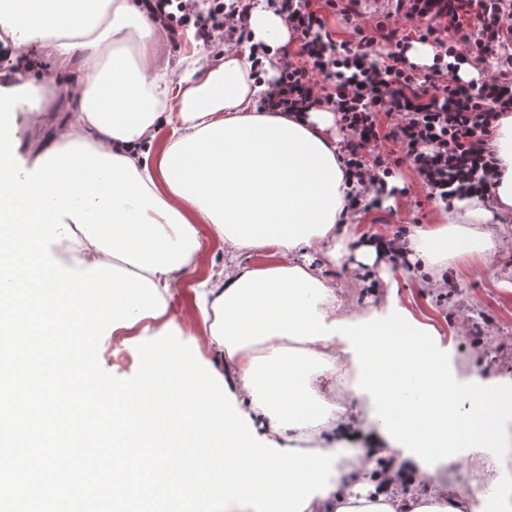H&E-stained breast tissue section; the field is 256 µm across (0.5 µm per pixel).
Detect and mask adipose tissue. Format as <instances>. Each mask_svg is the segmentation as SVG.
<instances>
[{"mask_svg": "<svg viewBox=\"0 0 512 512\" xmlns=\"http://www.w3.org/2000/svg\"><path fill=\"white\" fill-rule=\"evenodd\" d=\"M249 28L272 52L289 41L271 9H253ZM162 35L139 0H8L0 53L10 64L0 87L25 85L27 49L38 44L52 61L41 86L80 89L77 112L25 157L26 169L73 142L127 159L197 239L223 244L224 266L195 290V333L258 436L278 445L317 440L331 451L345 438L371 445L305 512H463L465 498L437 482V467L460 457L504 467L512 381L460 376L439 332L396 296L351 316L328 271L349 257L374 268L384 247L363 238L344 210L335 114L257 111L264 81L234 49L216 61L195 47L157 69ZM490 148L501 169L494 200L453 199L438 223L405 236L427 280L451 263L470 268L490 250L496 225L512 223V114ZM260 253L271 263L251 264ZM321 376L359 400L358 417L315 393ZM383 454L391 480L368 493L369 458ZM428 480V492L397 491Z\"/></svg>", "mask_w": 512, "mask_h": 512, "instance_id": "1", "label": "adipose tissue"}]
</instances>
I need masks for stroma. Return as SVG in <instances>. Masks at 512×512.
<instances>
[{
	"mask_svg": "<svg viewBox=\"0 0 512 512\" xmlns=\"http://www.w3.org/2000/svg\"><path fill=\"white\" fill-rule=\"evenodd\" d=\"M398 184H407L411 193L393 199L382 209H374L357 221L365 236L393 235L409 225L433 224L439 207L427 199L416 172L408 165L397 168ZM457 288L447 302L437 303L436 293L422 287L417 273L395 268L400 304L416 318L435 326L445 341L451 343L460 371L478 366L504 378H512V226L499 225L495 243L479 268L458 272L449 267ZM330 274L349 301V310L360 314L384 304L386 288H370L359 281L351 261L331 269ZM102 368L118 378L133 376L139 366L134 343L120 336H103L99 347Z\"/></svg>",
	"mask_w": 512,
	"mask_h": 512,
	"instance_id": "stroma-1",
	"label": "stroma"
}]
</instances>
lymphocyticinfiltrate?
I'll return each mask as SVG.
<instances>
[{
    "label": "lymphocytic infiltrate",
    "instance_id": "1",
    "mask_svg": "<svg viewBox=\"0 0 512 512\" xmlns=\"http://www.w3.org/2000/svg\"><path fill=\"white\" fill-rule=\"evenodd\" d=\"M169 39L191 27L204 45L247 46L253 67L267 55L251 41L255 0H140ZM284 14L294 43L284 51L261 110L334 112L344 134L340 159L351 213L368 210V195L395 168L417 171L428 199L450 204L471 194L491 198L496 159L489 143L512 112V0H270ZM334 17L351 31L336 41ZM430 44L431 64L407 56L411 39ZM390 49L377 54L380 43ZM492 69H485L486 60ZM480 72L462 81V65Z\"/></svg>",
    "mask_w": 512,
    "mask_h": 512
}]
</instances>
